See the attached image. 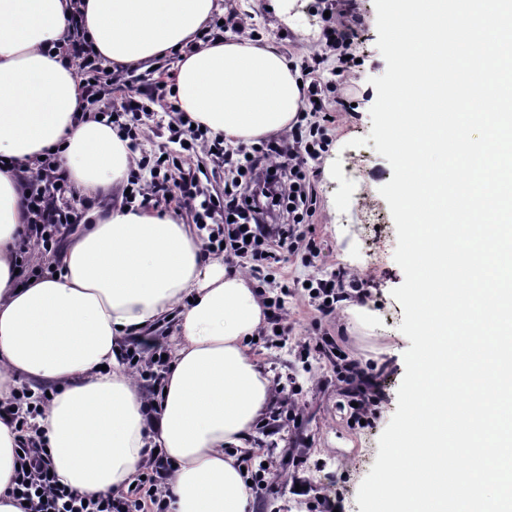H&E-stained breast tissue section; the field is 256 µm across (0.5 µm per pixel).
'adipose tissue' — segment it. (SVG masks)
I'll use <instances>...</instances> for the list:
<instances>
[{
  "label": "adipose tissue",
  "mask_w": 512,
  "mask_h": 512,
  "mask_svg": "<svg viewBox=\"0 0 512 512\" xmlns=\"http://www.w3.org/2000/svg\"><path fill=\"white\" fill-rule=\"evenodd\" d=\"M218 0H0V402L23 382L53 385L32 420L62 486L84 494L128 488L153 454L173 465L168 512H250L240 459L272 384L250 337L266 324L253 279L210 256L182 220L137 207L73 228L35 278L19 273L27 222L21 177L58 151L78 195L123 185L130 139L87 107L76 67L55 54L80 16L112 69L151 68L171 52L178 109L234 144L288 132L304 92L276 46L231 36L196 44ZM176 321L177 344L151 404L121 361L124 338ZM19 433L0 418V512L12 495Z\"/></svg>",
  "instance_id": "ef3b65f1"
}]
</instances>
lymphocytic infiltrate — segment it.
<instances>
[{
	"label": "lymphocytic infiltrate",
	"instance_id": "obj_1",
	"mask_svg": "<svg viewBox=\"0 0 512 512\" xmlns=\"http://www.w3.org/2000/svg\"><path fill=\"white\" fill-rule=\"evenodd\" d=\"M71 31L62 46L68 59L79 62L81 82L88 103L97 105L98 115L118 118L120 131L130 140L141 134L142 116L148 108L122 98L112 103L113 87H124L118 74L107 71L103 61L93 54L79 19H72ZM169 139L180 145L178 155H145L131 173L130 192L124 205L165 200L170 187L181 193L178 206L192 210L199 229L207 230L206 248L225 251L254 262L276 263L281 251H296L303 240L300 224L313 212V195L306 163L320 159L330 141L320 126L308 131L293 128L288 135L261 140L251 148L229 147L223 135L194 128L184 113H177L168 125ZM203 152L214 166L224 172L223 190L202 195L196 174L185 166V153ZM149 171L150 182H142L140 171ZM24 207L29 215L24 235L29 242L52 250L59 246L65 229L78 224L80 213L73 203L72 189L59 171L55 155H47L37 172L26 176ZM219 226H211V219ZM14 490L27 512H166V481L171 464L163 457L151 458L143 467V479L135 490L84 498L59 486L50 477V462L42 455L38 434L21 437Z\"/></svg>",
	"mask_w": 512,
	"mask_h": 512
}]
</instances>
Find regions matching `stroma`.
I'll return each instance as SVG.
<instances>
[{"label":"stroma","mask_w":512,"mask_h":512,"mask_svg":"<svg viewBox=\"0 0 512 512\" xmlns=\"http://www.w3.org/2000/svg\"><path fill=\"white\" fill-rule=\"evenodd\" d=\"M270 0H252L249 29L280 47L300 69L318 65L323 81L334 80L336 53L311 33L323 30L326 13L348 10L357 33L352 51L358 62L338 83L336 103L328 113H310L306 124H323L332 139L316 162L311 181L315 212L302 231L317 250L254 273L257 288L281 296L288 310V333L264 329L251 342L253 354L283 395L256 425L251 449L241 460L253 477L252 512H360L358 488L374 464L378 439L397 407V390L405 372L403 354L410 346L401 333L403 308L392 291L404 281L394 260L396 229L379 189L393 172L373 146L351 147L372 127L376 100L373 77L386 62L376 47L373 0H297L295 19L285 25L269 9ZM335 81V80H334ZM174 115L157 102L146 117L147 134L137 154L176 151L168 140ZM341 273L363 280V292L348 291L335 312L322 314L304 288L311 279ZM371 369L378 387L368 426H360L352 397L338 369L341 356Z\"/></svg>","instance_id":"stroma-1"}]
</instances>
